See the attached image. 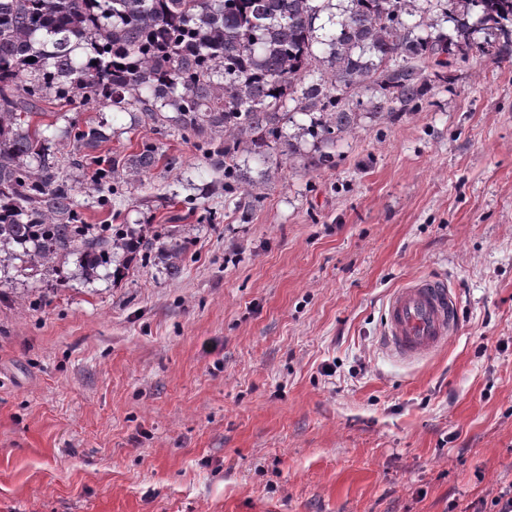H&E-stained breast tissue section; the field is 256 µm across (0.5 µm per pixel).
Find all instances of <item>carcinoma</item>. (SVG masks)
<instances>
[{"label":"carcinoma","mask_w":512,"mask_h":512,"mask_svg":"<svg viewBox=\"0 0 512 512\" xmlns=\"http://www.w3.org/2000/svg\"><path fill=\"white\" fill-rule=\"evenodd\" d=\"M474 56L512 59V0H0V269L19 260L51 279L77 254L90 280L140 248L172 278L183 267L184 242L82 222L73 180L32 123L47 98L80 96L193 142L240 208L256 196L242 151L265 160L271 141L290 157L307 138L333 143L358 125L361 90L379 91L381 118L418 112ZM63 136L81 148L108 139L91 123ZM157 155L145 144L96 169L91 189L113 192L123 172L141 180Z\"/></svg>","instance_id":"carcinoma-1"}]
</instances>
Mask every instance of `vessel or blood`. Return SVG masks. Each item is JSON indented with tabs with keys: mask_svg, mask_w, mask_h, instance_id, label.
<instances>
[{
	"mask_svg": "<svg viewBox=\"0 0 512 512\" xmlns=\"http://www.w3.org/2000/svg\"><path fill=\"white\" fill-rule=\"evenodd\" d=\"M458 320V302L442 281L413 280L389 297L382 342L401 359H422L447 344Z\"/></svg>",
	"mask_w": 512,
	"mask_h": 512,
	"instance_id": "1",
	"label": "vessel or blood"
}]
</instances>
